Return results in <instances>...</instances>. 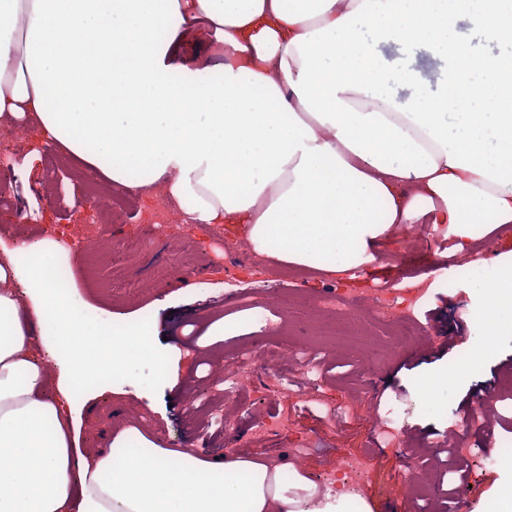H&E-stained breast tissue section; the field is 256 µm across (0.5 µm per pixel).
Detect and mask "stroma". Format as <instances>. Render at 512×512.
Here are the masks:
<instances>
[{"label": "stroma", "mask_w": 512, "mask_h": 512, "mask_svg": "<svg viewBox=\"0 0 512 512\" xmlns=\"http://www.w3.org/2000/svg\"><path fill=\"white\" fill-rule=\"evenodd\" d=\"M378 50L389 65H413L433 90H441L446 62L431 48L383 42ZM65 165L69 177L53 184L42 160L27 171L9 172L0 186L8 199L0 206V248L40 241L52 224L95 242L89 256L70 259L75 307L88 310L104 328L153 307L158 323L151 338L154 349L163 353L177 345L185 352L176 386L160 382L156 360L144 358L127 365L122 394L90 391L79 415L82 450L106 447L117 421L137 425L162 446H193L215 458L231 448L284 459L289 449L306 442L310 451L303 466L314 479L326 478L339 455L369 456L376 473L392 476L387 491L366 485L364 498L372 512H483L496 488L512 481V472L481 460L469 468L476 490L464 507L445 496L451 478L438 445L451 429L460 428L483 389L499 388L504 366L512 360V330L504 328L476 366L457 368L463 352L484 343L486 324L479 313L488 307V293L482 282L466 275L463 263L449 259L447 238H427L419 224L398 229L371 261L377 274L419 280L428 289L416 312L422 340L399 341L365 309H356L352 320L320 312L318 297L337 284L314 269L263 258L241 260L250 243L240 228H225L217 238L187 224L177 240H167L139 218L160 205L162 188L139 194V211H126L112 224L92 223L93 202L81 190L87 170L70 158ZM120 241L136 243L134 265H125L114 252ZM264 314L284 317L278 334L266 333L260 320ZM189 321L202 332L194 345L184 339ZM223 324L228 333L220 332ZM265 344L285 345L302 356L317 353L326 370L308 375L299 363L282 360L272 370L259 371L243 404H236L226 398L221 378L233 371L242 352ZM428 380L434 383L429 398L420 391ZM310 386L345 411L341 422L330 423L305 402L301 393ZM143 388L153 389L152 404L138 399ZM285 388L294 391L293 399L281 398ZM391 406L404 411L405 425L397 440L387 444L369 433L368 419ZM277 412L291 416L288 430H257V422ZM491 423L492 440L469 433L465 445L512 447V398L497 402ZM413 468L427 478L420 499L397 481Z\"/></svg>", "instance_id": "stroma-1"}]
</instances>
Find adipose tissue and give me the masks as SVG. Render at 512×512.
Here are the masks:
<instances>
[{
  "mask_svg": "<svg viewBox=\"0 0 512 512\" xmlns=\"http://www.w3.org/2000/svg\"><path fill=\"white\" fill-rule=\"evenodd\" d=\"M464 11L505 52L473 53ZM191 35L212 59H186ZM381 41L447 55L456 104ZM0 120L113 191L162 188L189 223L244 227L259 254L349 281L404 225L447 231L453 256L512 225V0H0ZM63 262L50 241L0 253V512H371L295 464L122 423L75 448L68 407L153 356L154 321L106 333L76 315ZM467 271L491 294L488 336L512 327V253ZM51 336L87 353L110 338L112 365L50 369Z\"/></svg>",
  "mask_w": 512,
  "mask_h": 512,
  "instance_id": "obj_1",
  "label": "adipose tissue"
}]
</instances>
